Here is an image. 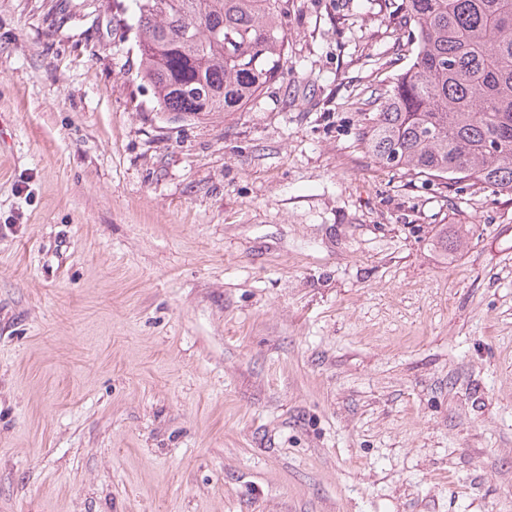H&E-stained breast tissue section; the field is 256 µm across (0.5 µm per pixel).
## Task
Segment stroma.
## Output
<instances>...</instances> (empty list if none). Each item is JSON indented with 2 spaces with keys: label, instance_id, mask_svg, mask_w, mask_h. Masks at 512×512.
Masks as SVG:
<instances>
[{
  "label": "stroma",
  "instance_id": "obj_1",
  "mask_svg": "<svg viewBox=\"0 0 512 512\" xmlns=\"http://www.w3.org/2000/svg\"><path fill=\"white\" fill-rule=\"evenodd\" d=\"M132 9L0 0V512H512V195L371 161L396 0L191 120Z\"/></svg>",
  "mask_w": 512,
  "mask_h": 512
}]
</instances>
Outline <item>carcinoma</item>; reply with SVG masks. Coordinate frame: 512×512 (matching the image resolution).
I'll return each mask as SVG.
<instances>
[{
  "mask_svg": "<svg viewBox=\"0 0 512 512\" xmlns=\"http://www.w3.org/2000/svg\"><path fill=\"white\" fill-rule=\"evenodd\" d=\"M289 0H135L157 110L246 106L286 63ZM411 64L363 117L373 161L512 195V0H402Z\"/></svg>",
  "mask_w": 512,
  "mask_h": 512,
  "instance_id": "cac0c4a2",
  "label": "carcinoma"
}]
</instances>
